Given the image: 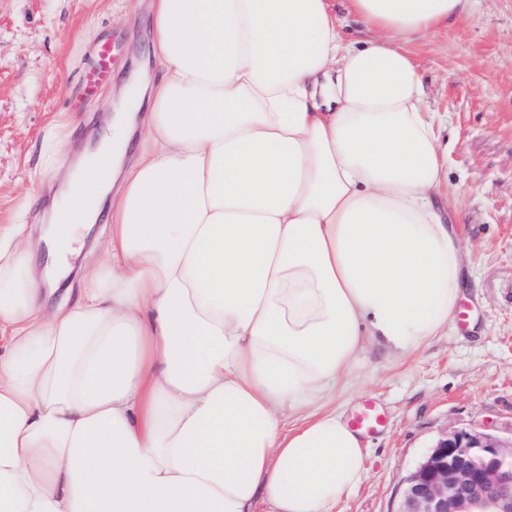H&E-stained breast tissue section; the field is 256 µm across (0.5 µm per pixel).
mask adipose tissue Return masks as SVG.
Masks as SVG:
<instances>
[{"mask_svg":"<svg viewBox=\"0 0 512 512\" xmlns=\"http://www.w3.org/2000/svg\"><path fill=\"white\" fill-rule=\"evenodd\" d=\"M346 3L377 38L331 0H153L159 74L49 217L59 261L110 204L106 261L49 313L0 228V512H333L361 481L337 380L462 295L448 142L400 41L468 2ZM336 13L343 20L346 33L349 37L355 39L373 38L375 34L366 30L357 20L356 17L349 15L345 9V1L335 0Z\"/></svg>","mask_w":512,"mask_h":512,"instance_id":"1","label":"adipose tissue"}]
</instances>
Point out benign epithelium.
I'll use <instances>...</instances> for the list:
<instances>
[{
	"mask_svg": "<svg viewBox=\"0 0 512 512\" xmlns=\"http://www.w3.org/2000/svg\"><path fill=\"white\" fill-rule=\"evenodd\" d=\"M394 512H512V438L441 436L405 479Z\"/></svg>",
	"mask_w": 512,
	"mask_h": 512,
	"instance_id": "benign-epithelium-1",
	"label": "benign epithelium"
}]
</instances>
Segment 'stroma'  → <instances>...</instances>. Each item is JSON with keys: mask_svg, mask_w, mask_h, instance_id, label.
Wrapping results in <instances>:
<instances>
[{"mask_svg": "<svg viewBox=\"0 0 512 512\" xmlns=\"http://www.w3.org/2000/svg\"><path fill=\"white\" fill-rule=\"evenodd\" d=\"M152 0H0V226L22 225L43 273L46 210L79 153L96 143L130 75L158 74L150 51ZM112 43L113 80L85 99L90 45ZM408 49L424 76L427 103L455 143L448 181L464 215L465 326L450 325L408 359L378 347L357 358L331 406L350 416L365 399L385 427L366 436V473L335 512H394L405 477L444 433L512 436V0H471L464 19ZM65 150L52 157L51 142ZM108 226L89 225L58 290L80 288L106 259Z\"/></svg>", "mask_w": 512, "mask_h": 512, "instance_id": "1", "label": "stroma"}]
</instances>
